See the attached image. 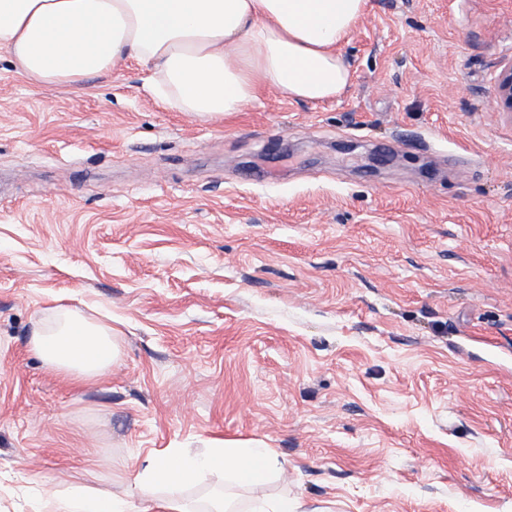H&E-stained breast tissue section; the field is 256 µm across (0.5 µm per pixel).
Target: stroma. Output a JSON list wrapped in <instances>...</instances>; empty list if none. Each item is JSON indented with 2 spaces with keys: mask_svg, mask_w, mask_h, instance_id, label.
<instances>
[{
  "mask_svg": "<svg viewBox=\"0 0 512 512\" xmlns=\"http://www.w3.org/2000/svg\"><path fill=\"white\" fill-rule=\"evenodd\" d=\"M338 99L221 121L0 55V512L210 440L300 512H512V0H368ZM111 315L80 382L30 349ZM497 92L501 110L512 112V61L498 75ZM31 350L51 370L80 378H101L119 356L112 324L79 309L60 312L54 324L38 323Z\"/></svg>",
  "mask_w": 512,
  "mask_h": 512,
  "instance_id": "stroma-1",
  "label": "stroma"
}]
</instances>
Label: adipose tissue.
Listing matches in <instances>:
<instances>
[{
    "instance_id": "1",
    "label": "adipose tissue",
    "mask_w": 512,
    "mask_h": 512,
    "mask_svg": "<svg viewBox=\"0 0 512 512\" xmlns=\"http://www.w3.org/2000/svg\"><path fill=\"white\" fill-rule=\"evenodd\" d=\"M368 0H0V52L18 76L43 86L74 84L135 59L152 70L164 101L210 120L242 111L260 90L322 102L340 97L352 72L337 51ZM34 354L51 370L108 375L119 356L110 323L79 309L38 323ZM270 448H177L146 455L124 493L70 486L38 496L33 512H128L130 499L154 512H235L217 491L200 506L180 497L213 472L245 488L280 471Z\"/></svg>"
}]
</instances>
